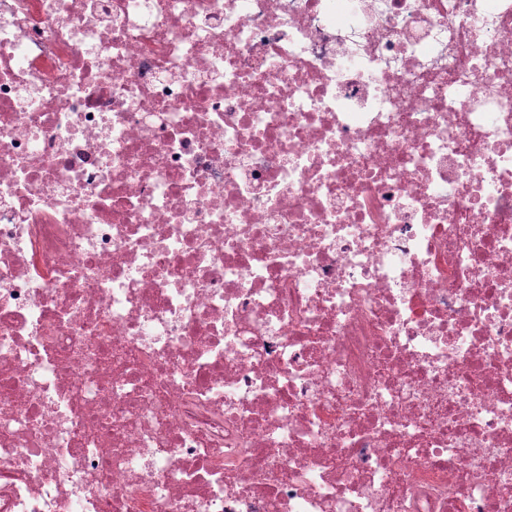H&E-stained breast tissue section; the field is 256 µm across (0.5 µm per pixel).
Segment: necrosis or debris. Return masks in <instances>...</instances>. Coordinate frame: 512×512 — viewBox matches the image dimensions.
<instances>
[{"mask_svg": "<svg viewBox=\"0 0 512 512\" xmlns=\"http://www.w3.org/2000/svg\"><path fill=\"white\" fill-rule=\"evenodd\" d=\"M0 512H512V0H0Z\"/></svg>", "mask_w": 512, "mask_h": 512, "instance_id": "1", "label": "necrosis or debris"}]
</instances>
